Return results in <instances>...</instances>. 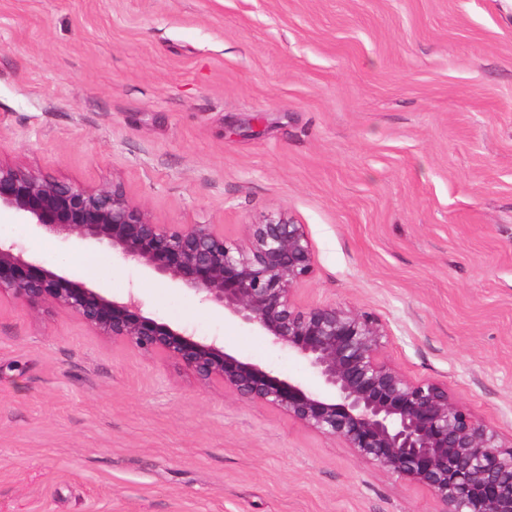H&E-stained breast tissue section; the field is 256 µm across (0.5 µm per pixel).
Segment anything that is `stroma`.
Instances as JSON below:
<instances>
[{
    "label": "stroma",
    "instance_id": "obj_1",
    "mask_svg": "<svg viewBox=\"0 0 512 512\" xmlns=\"http://www.w3.org/2000/svg\"><path fill=\"white\" fill-rule=\"evenodd\" d=\"M0 156L157 224L240 242L281 210L296 301L371 313L385 352L512 437V7L505 0H0ZM0 240L133 293L282 377L305 364L111 248ZM423 487L78 318L0 301V512H437Z\"/></svg>",
    "mask_w": 512,
    "mask_h": 512
}]
</instances>
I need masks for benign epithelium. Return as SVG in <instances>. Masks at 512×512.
I'll return each instance as SVG.
<instances>
[{
  "label": "benign epithelium",
  "mask_w": 512,
  "mask_h": 512,
  "mask_svg": "<svg viewBox=\"0 0 512 512\" xmlns=\"http://www.w3.org/2000/svg\"><path fill=\"white\" fill-rule=\"evenodd\" d=\"M2 208L40 232L95 241L204 295L304 362L317 385L160 322L133 294L107 297L15 242H0V297L71 314L100 336L176 362L205 385L271 406L372 467L427 488L438 512H512V443L445 386L413 380L393 364L384 354L386 326L374 315L296 303L314 254L303 225L286 212L262 215L243 242H231L213 224L153 223L119 181L89 189L0 160Z\"/></svg>",
  "instance_id": "benign-epithelium-1"
}]
</instances>
